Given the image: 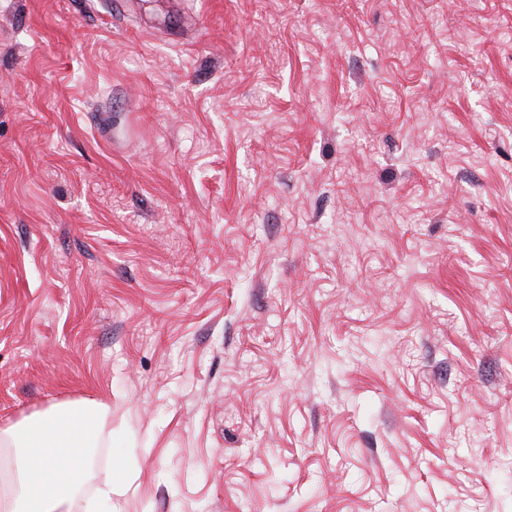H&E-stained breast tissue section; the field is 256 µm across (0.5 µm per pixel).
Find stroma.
I'll use <instances>...</instances> for the list:
<instances>
[{"instance_id": "1", "label": "stroma", "mask_w": 512, "mask_h": 512, "mask_svg": "<svg viewBox=\"0 0 512 512\" xmlns=\"http://www.w3.org/2000/svg\"><path fill=\"white\" fill-rule=\"evenodd\" d=\"M85 402L73 512H512V0H0V430Z\"/></svg>"}]
</instances>
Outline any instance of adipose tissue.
<instances>
[{
	"label": "adipose tissue",
	"instance_id": "adipose-tissue-1",
	"mask_svg": "<svg viewBox=\"0 0 512 512\" xmlns=\"http://www.w3.org/2000/svg\"><path fill=\"white\" fill-rule=\"evenodd\" d=\"M14 445V479L0 495V512H70L88 478L86 461L96 431L89 413L52 410L4 432Z\"/></svg>",
	"mask_w": 512,
	"mask_h": 512
}]
</instances>
